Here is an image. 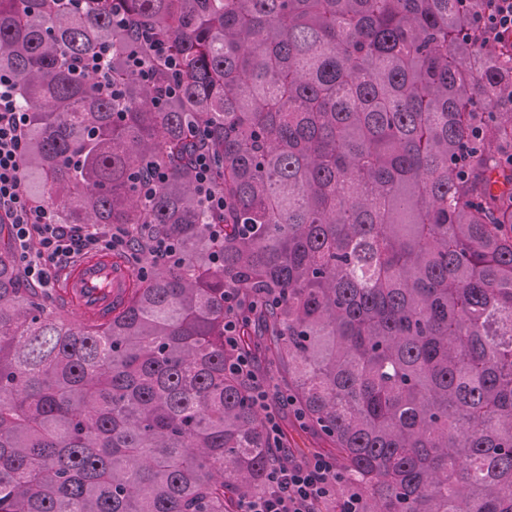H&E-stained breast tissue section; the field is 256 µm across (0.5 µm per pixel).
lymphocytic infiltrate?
I'll return each mask as SVG.
<instances>
[{
    "label": "lymphocytic infiltrate",
    "mask_w": 512,
    "mask_h": 512,
    "mask_svg": "<svg viewBox=\"0 0 512 512\" xmlns=\"http://www.w3.org/2000/svg\"><path fill=\"white\" fill-rule=\"evenodd\" d=\"M112 57V46L103 43L92 55L74 58L71 64L89 72L100 88L119 102L124 95L112 81ZM153 59L173 72L180 67L168 42L159 38L152 40L145 54L129 47L124 65L150 84L155 79L149 65ZM28 124L29 114L18 102L15 82L10 75L0 74V221L13 228L22 250L25 277L47 288L57 270L76 256L100 248L124 250L130 241L123 229L106 234L91 227L67 229L54 221L51 210L34 204L22 177ZM224 301V348L228 353L224 368L247 381L252 403L262 416L267 443L275 452L262 489L243 501L241 512H362L359 492L342 487V473L334 459L323 454L300 459L280 453L282 425L277 407L289 398L271 377L257 374L250 355L238 348L239 325L247 304L231 290L225 292Z\"/></svg>",
    "instance_id": "obj_1"
}]
</instances>
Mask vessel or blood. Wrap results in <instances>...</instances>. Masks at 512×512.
I'll return each instance as SVG.
<instances>
[{
  "label": "vessel or blood",
  "mask_w": 512,
  "mask_h": 512,
  "mask_svg": "<svg viewBox=\"0 0 512 512\" xmlns=\"http://www.w3.org/2000/svg\"><path fill=\"white\" fill-rule=\"evenodd\" d=\"M128 280L129 273L124 266L87 256L73 266L70 275L60 280L59 288L64 298L73 301L79 310L104 313L111 310L113 299L122 295Z\"/></svg>",
  "instance_id": "b4317fda"
}]
</instances>
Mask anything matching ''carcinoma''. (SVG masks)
<instances>
[{
    "mask_svg": "<svg viewBox=\"0 0 512 512\" xmlns=\"http://www.w3.org/2000/svg\"><path fill=\"white\" fill-rule=\"evenodd\" d=\"M117 6L181 70L124 66ZM483 0H0L23 179L59 224L122 226L126 297L81 316L0 223V512H240L270 449L224 374L275 370L363 512H512V37ZM115 47L125 107L70 60ZM180 99L156 104L165 79ZM217 162L222 216L192 166ZM167 179L150 202L137 178ZM218 226L219 239L211 236ZM173 239L158 261L151 238ZM276 300L272 307L265 299ZM486 9L475 16V26L486 39L498 40L512 34V0H484ZM194 175L200 201L209 213L224 212V194L214 190V167L210 155L204 151L197 154L194 161Z\"/></svg>",
    "mask_w": 512,
    "mask_h": 512,
    "instance_id": "cac0c4a2",
    "label": "carcinoma"
}]
</instances>
